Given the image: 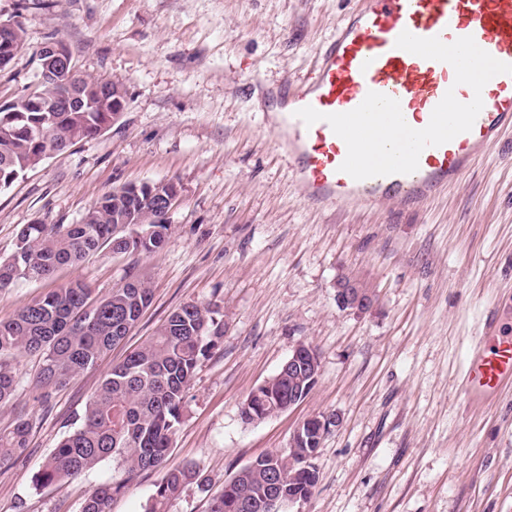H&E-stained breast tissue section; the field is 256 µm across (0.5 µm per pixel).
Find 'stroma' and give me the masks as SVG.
Returning a JSON list of instances; mask_svg holds the SVG:
<instances>
[{
	"label": "stroma",
	"instance_id": "1",
	"mask_svg": "<svg viewBox=\"0 0 512 512\" xmlns=\"http://www.w3.org/2000/svg\"><path fill=\"white\" fill-rule=\"evenodd\" d=\"M355 0H0V21L24 47L0 70V103L33 92L38 51L67 43L86 76L122 83L127 109L104 133L53 154L0 191V258L27 224H74L127 183L175 182L180 200L154 254L110 250L40 282L0 290V319L48 290L80 281L101 298L148 282L137 326L60 388L42 389V362L10 363L19 384L0 432L33 428L25 459L0 469V512H80L117 474L106 460L35 489L33 477L113 365L189 302L220 308L224 337L197 368L169 465H200L211 490L189 487L173 512H208L211 491L271 450L306 417L338 415L313 465L316 487L290 512H512V386L468 398V361L485 323L512 336V136L459 185L420 210L373 212L307 203L278 141L284 86L309 73ZM374 290L371 311L336 304V282ZM320 356L311 393L254 424L240 410L298 343ZM164 469L143 472L109 512H144Z\"/></svg>",
	"mask_w": 512,
	"mask_h": 512
}]
</instances>
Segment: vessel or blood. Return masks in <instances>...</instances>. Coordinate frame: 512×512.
Instances as JSON below:
<instances>
[{
  "label": "vessel or blood",
  "mask_w": 512,
  "mask_h": 512,
  "mask_svg": "<svg viewBox=\"0 0 512 512\" xmlns=\"http://www.w3.org/2000/svg\"><path fill=\"white\" fill-rule=\"evenodd\" d=\"M405 31L446 43L470 36L494 58L512 64V0H357L319 50L311 73L283 99L279 130L307 202L363 210L392 199L403 209L421 208L457 185L489 148L512 133V75L500 74L484 86L483 108L472 129L424 149L417 171L364 180L340 172L345 142L324 120L305 124L298 110L344 113L375 91L397 99L407 124L421 129L447 90L463 103L474 96L471 87L455 85L451 65L397 48ZM507 385H512V338L474 351L465 391L486 399Z\"/></svg>",
  "instance_id": "obj_1"
}]
</instances>
